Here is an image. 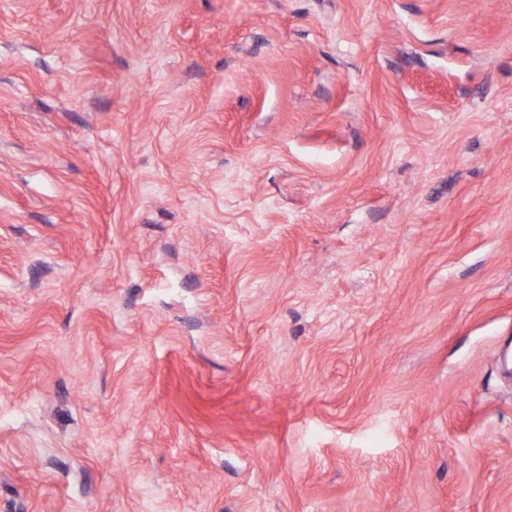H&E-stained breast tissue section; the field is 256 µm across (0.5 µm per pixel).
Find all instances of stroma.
Returning a JSON list of instances; mask_svg holds the SVG:
<instances>
[{
  "label": "stroma",
  "mask_w": 512,
  "mask_h": 512,
  "mask_svg": "<svg viewBox=\"0 0 512 512\" xmlns=\"http://www.w3.org/2000/svg\"><path fill=\"white\" fill-rule=\"evenodd\" d=\"M512 0H0V512H512Z\"/></svg>",
  "instance_id": "35a3bbf8"
}]
</instances>
